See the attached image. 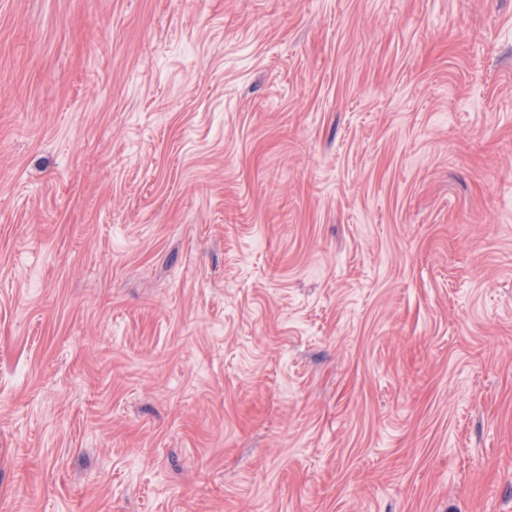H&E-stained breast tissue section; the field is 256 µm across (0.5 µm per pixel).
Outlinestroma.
<instances>
[{
	"label": "stroma",
	"instance_id": "1",
	"mask_svg": "<svg viewBox=\"0 0 512 512\" xmlns=\"http://www.w3.org/2000/svg\"><path fill=\"white\" fill-rule=\"evenodd\" d=\"M0 512H512V0H0Z\"/></svg>",
	"mask_w": 512,
	"mask_h": 512
}]
</instances>
